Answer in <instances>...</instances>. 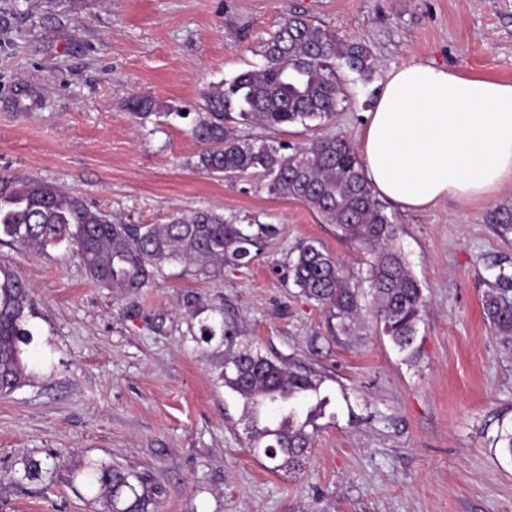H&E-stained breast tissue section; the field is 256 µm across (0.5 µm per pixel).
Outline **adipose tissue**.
<instances>
[{
    "mask_svg": "<svg viewBox=\"0 0 512 512\" xmlns=\"http://www.w3.org/2000/svg\"><path fill=\"white\" fill-rule=\"evenodd\" d=\"M377 195L403 209L512 186V82L415 62L390 71L359 138Z\"/></svg>",
    "mask_w": 512,
    "mask_h": 512,
    "instance_id": "adipose-tissue-1",
    "label": "adipose tissue"
}]
</instances>
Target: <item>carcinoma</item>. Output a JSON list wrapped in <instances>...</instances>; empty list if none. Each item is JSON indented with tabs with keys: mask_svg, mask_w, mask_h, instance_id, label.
<instances>
[{
	"mask_svg": "<svg viewBox=\"0 0 512 512\" xmlns=\"http://www.w3.org/2000/svg\"><path fill=\"white\" fill-rule=\"evenodd\" d=\"M11 0L0 10V32L23 14ZM263 66L208 86L204 111L189 129L200 146L196 168L232 181L260 179L266 192L295 199L334 224L345 239L372 255L366 275L353 286L336 260L309 242L288 259V277L308 298L328 309L345 333L361 312H374L377 325L402 352H412L423 293L395 247L398 226L372 192L362 162L339 134L290 148L256 145L235 133V125L268 128L300 124L307 129L331 123L343 102L339 72L372 80L375 63L367 50L344 43L301 14L285 18L263 42ZM277 234L272 224H230L214 210L177 214L165 224H126L92 209L76 194L29 178H0V236L17 248L46 250L63 243L79 256L88 277L122 294L147 287L169 263H188L208 277L224 266L244 267ZM31 289L0 265V392L15 390L26 376L21 345L28 344ZM486 319L502 335H512V301L496 291L483 300ZM202 335L224 346L219 378L242 402L248 421V448L271 463L270 470L300 465L311 446L310 419L298 405L318 384L312 372L261 354L238 342L236 325L224 319L201 326ZM83 486L97 489L103 512H148L155 492L142 476L88 461L73 472Z\"/></svg>",
	"mask_w": 512,
	"mask_h": 512,
	"instance_id": "cac0c4a2",
	"label": "carcinoma"
}]
</instances>
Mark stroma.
I'll return each instance as SVG.
<instances>
[{
	"label": "stroma",
	"mask_w": 512,
	"mask_h": 512,
	"mask_svg": "<svg viewBox=\"0 0 512 512\" xmlns=\"http://www.w3.org/2000/svg\"><path fill=\"white\" fill-rule=\"evenodd\" d=\"M32 20L0 35V177L78 194L133 224L222 212L276 225L251 262L216 276L182 264L131 295L92 282L73 249L18 250L0 264L32 288L25 382L0 393V512H102L72 480L95 460L158 487L157 512H512V336L483 314L491 291L512 299V231L495 224L512 187L490 199L422 211L391 203L397 247L424 308L413 354L370 311L352 335L284 263L323 245L344 279L369 253L304 204L258 179L201 172L188 130L210 84L261 67V42L293 13L364 46L370 82L341 72L344 102L329 134L357 143L388 70L412 62L512 81V0H30ZM151 101L138 118L131 99ZM223 308L242 342L312 370L319 391L299 411L312 446L299 467L250 455L242 404L218 378L216 343L184 306ZM40 462L42 479L24 466Z\"/></svg>",
	"instance_id": "1"
}]
</instances>
